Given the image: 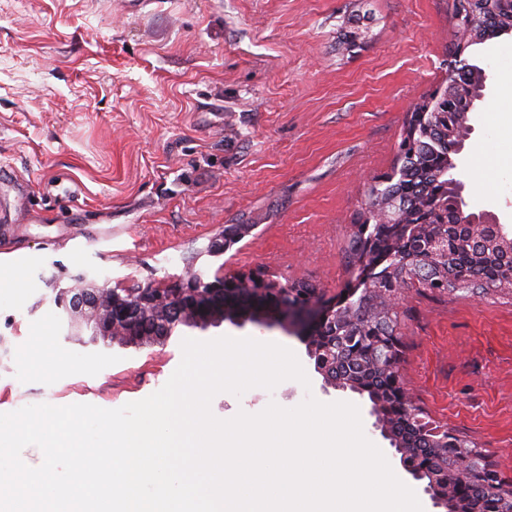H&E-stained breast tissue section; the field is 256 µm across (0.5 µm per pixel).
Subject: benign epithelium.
Segmentation results:
<instances>
[{
  "mask_svg": "<svg viewBox=\"0 0 512 512\" xmlns=\"http://www.w3.org/2000/svg\"><path fill=\"white\" fill-rule=\"evenodd\" d=\"M399 208L397 201L385 203L381 217L393 229L394 241L409 247L419 236L421 225L391 223ZM361 247L364 256L352 267L351 286L337 302L325 299L318 288L298 295L261 270L231 274L219 269L209 274L191 266L171 288L146 283L122 293L109 281L79 271L54 282L55 314L68 336L86 330L125 345L140 344L150 336L166 338L183 327L205 330L224 321L240 326L248 322L278 325L303 337L314 369L322 377V388L345 392L348 387L329 376L333 352L324 345L322 334L346 327L371 282L388 274L384 266L390 260L373 234L362 237ZM384 355L395 365L398 341L393 331L370 338L366 359L374 361ZM400 463L434 507L448 509V473L415 467L403 459Z\"/></svg>",
  "mask_w": 512,
  "mask_h": 512,
  "instance_id": "7a95c632",
  "label": "benign epithelium"
}]
</instances>
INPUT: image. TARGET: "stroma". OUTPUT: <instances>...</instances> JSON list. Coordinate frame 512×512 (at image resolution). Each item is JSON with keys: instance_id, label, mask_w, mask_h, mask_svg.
<instances>
[{"instance_id": "1", "label": "stroma", "mask_w": 512, "mask_h": 512, "mask_svg": "<svg viewBox=\"0 0 512 512\" xmlns=\"http://www.w3.org/2000/svg\"><path fill=\"white\" fill-rule=\"evenodd\" d=\"M0 0V413L116 409L159 390L183 338L275 342L286 380L213 414L292 408L322 392L279 326L187 329L138 346L65 335L51 285L78 270L130 286L267 268L327 298L414 102L448 69V0ZM487 91L459 156L468 211L512 235V36L482 46ZM247 225L223 255L220 228ZM399 375L427 420L475 441L512 479V294H433L399 307Z\"/></svg>"}]
</instances>
